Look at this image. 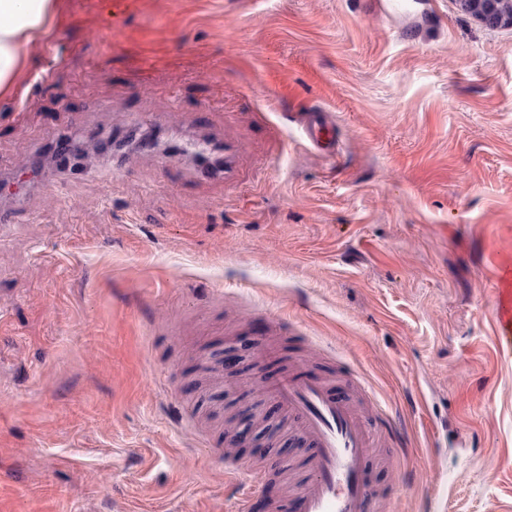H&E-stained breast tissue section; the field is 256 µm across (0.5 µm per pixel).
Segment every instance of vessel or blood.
Returning a JSON list of instances; mask_svg holds the SVG:
<instances>
[{
  "label": "vessel or blood",
  "instance_id": "b4317fda",
  "mask_svg": "<svg viewBox=\"0 0 512 512\" xmlns=\"http://www.w3.org/2000/svg\"><path fill=\"white\" fill-rule=\"evenodd\" d=\"M312 145L323 148L332 136L328 114L309 113L302 126ZM260 387L280 406L308 450L297 464L303 481L295 496L278 501L275 512H378L379 496L368 473L378 444L396 458L406 453L394 435V418L380 413L368 427L362 412L336 396L332 385L311 370L260 379Z\"/></svg>",
  "mask_w": 512,
  "mask_h": 512
}]
</instances>
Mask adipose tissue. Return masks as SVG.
I'll list each match as a JSON object with an SVG mask.
<instances>
[{"label":"adipose tissue","mask_w":512,"mask_h":512,"mask_svg":"<svg viewBox=\"0 0 512 512\" xmlns=\"http://www.w3.org/2000/svg\"><path fill=\"white\" fill-rule=\"evenodd\" d=\"M58 0H0V96L22 91L31 48L51 37Z\"/></svg>","instance_id":"obj_1"}]
</instances>
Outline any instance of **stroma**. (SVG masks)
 Instances as JSON below:
<instances>
[{"label":"stroma","instance_id":"1","mask_svg":"<svg viewBox=\"0 0 512 512\" xmlns=\"http://www.w3.org/2000/svg\"><path fill=\"white\" fill-rule=\"evenodd\" d=\"M60 0L0 98V512H233L218 451L252 382L305 364L390 411L381 512H512V29L454 0ZM331 113L329 157L299 118ZM116 137L64 166L58 139ZM223 144L225 173L162 147ZM282 318L285 343L259 336ZM239 348L236 386L211 371Z\"/></svg>","mask_w":512,"mask_h":512}]
</instances>
